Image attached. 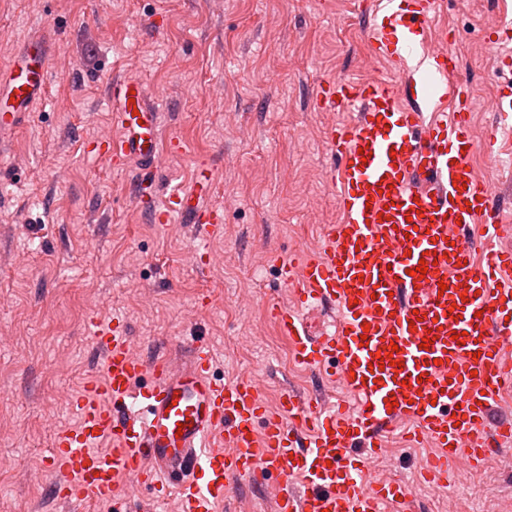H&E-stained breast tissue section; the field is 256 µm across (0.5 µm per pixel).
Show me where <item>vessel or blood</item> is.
Listing matches in <instances>:
<instances>
[{"label": "vessel or blood", "instance_id": "vessel-or-blood-1", "mask_svg": "<svg viewBox=\"0 0 512 512\" xmlns=\"http://www.w3.org/2000/svg\"><path fill=\"white\" fill-rule=\"evenodd\" d=\"M439 0H377L365 33L373 55L387 57L401 80H329L315 92L317 110L342 105L356 119L332 126L338 157L337 203L343 221L302 262L281 261L279 276L292 305L270 313L298 365L325 366L354 398L348 411L285 392L269 407L246 380L215 378L208 345L195 340L187 358L146 361L120 324H95L104 379L70 404L75 427L60 431L45 459L56 500L68 507L87 496L120 512V477L141 487L184 483L179 512H214L234 484L276 483L275 512H414L400 480L371 482L367 473L393 425L438 450L423 463L430 480L447 479L458 461L479 469L493 442L512 443V423L492 424L498 396L512 386V251L476 260L465 236L480 225L489 241L512 233L495 204L493 182L476 177L469 159L478 147L500 150L498 136L477 144L472 94L455 78L456 59L435 52ZM512 68V20L491 25ZM48 46L28 38L0 67V144L24 124L47 90ZM119 127L98 141L107 162L133 159L140 179L160 190L159 114L144 85L117 78L107 86ZM494 110L512 128V84L500 87ZM159 223L177 216L217 234L224 212L192 189L167 190ZM427 263L425 276L415 269ZM337 308L339 320L313 336L303 309ZM430 346H423V339Z\"/></svg>", "mask_w": 512, "mask_h": 512}]
</instances>
